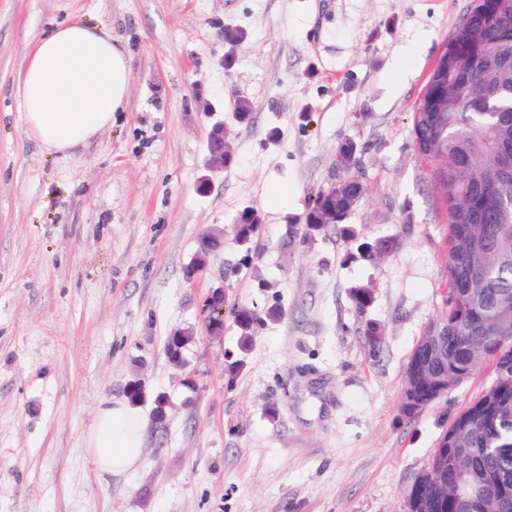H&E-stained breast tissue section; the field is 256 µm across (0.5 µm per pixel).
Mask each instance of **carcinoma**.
<instances>
[{
    "label": "carcinoma",
    "instance_id": "carcinoma-1",
    "mask_svg": "<svg viewBox=\"0 0 512 512\" xmlns=\"http://www.w3.org/2000/svg\"><path fill=\"white\" fill-rule=\"evenodd\" d=\"M508 16L471 7L461 27L470 31V47L461 63L448 69L444 90L448 111L432 127L414 109V141L421 157L435 164V179L444 189L448 215V295L446 311L431 323L415 345L405 366L401 401L421 413L440 400V390L467 381L484 363H492L496 378L444 431L439 447L446 449L448 466L437 471L448 492L439 495L429 485L409 489L406 512H488L472 505L461 485L483 489L506 484L512 490V180L499 193L485 187L500 178L494 149L512 143V41L500 46L504 25L512 27V0ZM495 93L489 112L467 108V99ZM363 184L352 174L336 190L317 196L303 216L300 236L324 229L318 223L325 208L336 210V224L348 216L351 202L362 196ZM261 227L256 211L238 212L234 232L239 242L254 238ZM229 313L241 336L239 351L248 350L259 313L244 305Z\"/></svg>",
    "mask_w": 512,
    "mask_h": 512
}]
</instances>
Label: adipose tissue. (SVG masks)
Segmentation results:
<instances>
[{
  "label": "adipose tissue",
  "instance_id": "obj_1",
  "mask_svg": "<svg viewBox=\"0 0 512 512\" xmlns=\"http://www.w3.org/2000/svg\"><path fill=\"white\" fill-rule=\"evenodd\" d=\"M26 56L17 98L28 131L46 151L84 144L126 111L130 56L105 26L83 20L58 25L28 44ZM147 429L138 407L102 399L86 437L96 468L120 476L141 467Z\"/></svg>",
  "mask_w": 512,
  "mask_h": 512
}]
</instances>
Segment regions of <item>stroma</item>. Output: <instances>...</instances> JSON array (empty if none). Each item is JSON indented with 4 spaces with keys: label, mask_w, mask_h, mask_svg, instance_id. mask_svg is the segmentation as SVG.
<instances>
[{
    "label": "stroma",
    "mask_w": 512,
    "mask_h": 512,
    "mask_svg": "<svg viewBox=\"0 0 512 512\" xmlns=\"http://www.w3.org/2000/svg\"><path fill=\"white\" fill-rule=\"evenodd\" d=\"M472 0H0V512H404L405 495L490 367L412 419L403 373L446 310L448 242L412 111ZM105 22L131 57L127 111L68 155L27 131L15 97L28 42L50 24ZM242 29L235 47L225 27ZM236 63L225 71V52ZM255 105L238 123L239 97ZM235 161L207 173L211 126ZM365 194L344 226L289 241L309 200L347 177ZM211 175L210 193L196 190ZM262 219L256 262L224 275L233 219ZM223 233L202 276L201 236ZM393 242L378 260L360 243ZM277 306L228 371L239 333L205 330L209 287ZM373 289L369 307L351 300ZM382 330L373 344L364 329ZM192 329L183 367L165 341ZM144 381L143 466L96 471L99 402ZM277 416H269V407Z\"/></svg>",
    "instance_id": "1"
}]
</instances>
